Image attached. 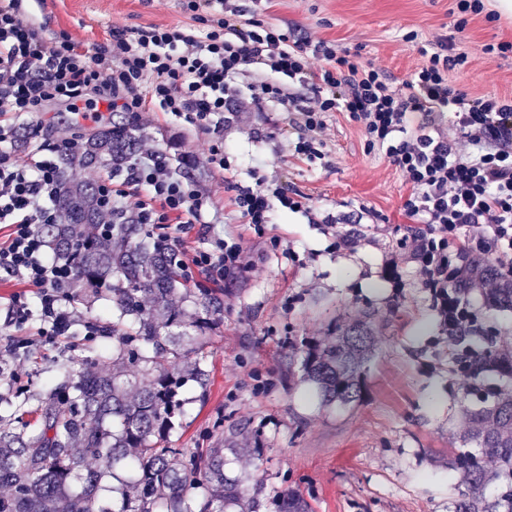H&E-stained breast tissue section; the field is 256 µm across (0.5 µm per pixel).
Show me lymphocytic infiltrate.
<instances>
[{"label":"lymphocytic infiltrate","mask_w":512,"mask_h":512,"mask_svg":"<svg viewBox=\"0 0 512 512\" xmlns=\"http://www.w3.org/2000/svg\"><path fill=\"white\" fill-rule=\"evenodd\" d=\"M22 0H0V272L37 294L41 342L52 345L72 326L66 304L75 284L70 266L51 260L42 225L55 223L57 158L73 151L76 139L36 148V159L20 161L13 147L17 124L54 102L67 103L83 119L98 123L105 112H123L139 123L149 113L208 130L217 126L231 101L287 113L294 130L292 155L307 165L327 166V117L346 112L365 136L368 150L384 152L408 187L405 214L418 227L400 245L414 264L449 338L469 333L468 293L512 279V96L475 99L456 89L449 72L468 63L455 36L470 17L484 15V0H454V34L436 33L416 43L423 59L408 79L394 83L387 72L363 66L355 53L325 39H300L293 24L265 22L250 5L223 7V0H188L192 26L112 28L89 50L67 32L42 35L21 10ZM206 33H198V26ZM254 82L241 83L249 69ZM451 113L456 138L441 116ZM100 221L137 224H214L212 194L179 178L159 149L139 148L124 166L100 177ZM244 223L266 224L274 209L304 210L302 196L260 175L239 187L233 199ZM466 239L469 266L454 251ZM195 255L193 266L224 278L249 268L243 248L224 238ZM25 295L8 307L14 333L6 348L14 362L0 380L19 383L29 341L20 337L27 317Z\"/></svg>","instance_id":"obj_1"}]
</instances>
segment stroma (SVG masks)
<instances>
[{
  "instance_id": "obj_1",
  "label": "stroma",
  "mask_w": 512,
  "mask_h": 512,
  "mask_svg": "<svg viewBox=\"0 0 512 512\" xmlns=\"http://www.w3.org/2000/svg\"><path fill=\"white\" fill-rule=\"evenodd\" d=\"M185 0H26L24 8L43 34L67 32L94 48L115 27L136 29L189 22ZM453 0H272L264 19L296 24L315 38L359 51L363 63L403 80L422 58L407 32H446ZM458 39L469 55L448 78L469 96L512 94V53L489 55L485 44L512 42V19H470ZM287 123L274 109L244 113L218 134L163 122L138 125L140 142L159 148L171 167L211 189L224 212V238L241 242L252 270L217 279L192 271L194 282L224 291V317L210 335L206 387L188 383L186 414L172 439L179 448L223 446L224 472L239 483L257 512H276L275 491L299 485L313 512H448L457 476L441 457L466 427L461 405L507 384L484 374L481 392L464 389L466 344L449 342L421 288L414 265L389 278L387 259L398 255L404 234L415 229L403 204L401 174L382 152H367L365 137L348 113L330 117V166L289 157L279 132ZM62 104L27 117L14 149L27 161L37 142L75 132ZM223 143L232 171L222 175L200 162L186 166L185 152L205 157ZM268 175L307 198L320 217L277 209L267 224L242 223L231 200L233 185L252 184L254 158ZM363 238L337 247V236ZM481 347L512 346V309H489L482 294L469 298ZM70 335L53 346L30 347L20 383L0 382V414L34 417L36 398L60 379V363L84 356L75 337L84 321L112 325V304L95 298L76 304ZM353 323L369 327L373 351L364 369L360 400L324 406L303 379L304 344L335 340Z\"/></svg>"
}]
</instances>
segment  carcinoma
I'll return each instance as SVG.
<instances>
[{"label":"carcinoma","instance_id":"cac0c4a2","mask_svg":"<svg viewBox=\"0 0 512 512\" xmlns=\"http://www.w3.org/2000/svg\"><path fill=\"white\" fill-rule=\"evenodd\" d=\"M135 145L134 126L114 122L60 157L58 223L43 233L76 283L108 295L117 320L80 364H62L61 381L38 398L35 424L0 423V486L8 488L0 512H227L239 498L224 477V449L171 440L183 425L181 389L190 379L206 386L207 332L223 318L224 290L185 287L180 257L147 224L88 233L98 223L97 189L72 171L119 167ZM487 299L512 308V287L492 288ZM371 344L356 324L334 342L306 347L302 370L322 403L361 397ZM463 412L466 430L448 449L461 486L451 512H512V392ZM496 482L506 490L484 498ZM275 498L277 512H312L297 487Z\"/></svg>","mask_w":512,"mask_h":512}]
</instances>
